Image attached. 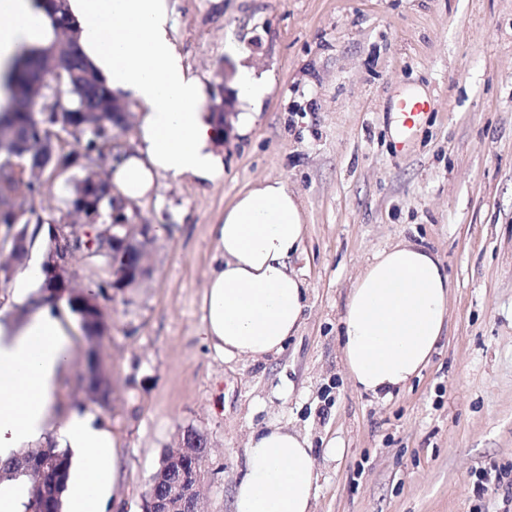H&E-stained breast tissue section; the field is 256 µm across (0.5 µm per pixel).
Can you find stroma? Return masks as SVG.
Masks as SVG:
<instances>
[{
    "instance_id": "35a3bbf8",
    "label": "stroma",
    "mask_w": 512,
    "mask_h": 512,
    "mask_svg": "<svg viewBox=\"0 0 512 512\" xmlns=\"http://www.w3.org/2000/svg\"><path fill=\"white\" fill-rule=\"evenodd\" d=\"M169 6L186 69L208 95H228L232 129L211 144L220 179L165 176L127 205L131 223L166 231L149 247V275L108 303L109 408L80 383L87 344L68 319L57 411H94L117 435L109 512H142L163 454L190 429L208 443L203 512H232L248 437L268 426L308 435L312 512H512V0ZM244 67L268 88L260 100L236 92ZM415 88L430 107L403 151L394 110ZM79 174L48 181L35 214H65ZM275 179L304 213L292 265L307 286L305 321L280 353L227 360L197 333L212 226L240 190ZM402 240L448 275V329L419 377L375 399L346 372L340 320L358 275Z\"/></svg>"
}]
</instances>
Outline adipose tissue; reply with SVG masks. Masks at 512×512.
Masks as SVG:
<instances>
[{
  "label": "adipose tissue",
  "mask_w": 512,
  "mask_h": 512,
  "mask_svg": "<svg viewBox=\"0 0 512 512\" xmlns=\"http://www.w3.org/2000/svg\"><path fill=\"white\" fill-rule=\"evenodd\" d=\"M80 47L112 91L146 112L138 148L110 168L109 181L135 201L162 176L212 181L224 171L210 148L214 124L205 93L170 37L166 0H68ZM52 30L33 0H0V66L22 44ZM304 217L281 180L240 192L213 227L216 265L205 283L199 332L227 359L282 350L299 330L306 287L289 261L302 251ZM452 284L430 250L401 242L377 253L355 280L343 316V354L357 391L390 398L429 363L448 315ZM71 338L59 312L31 307L17 327L0 328V458L57 431L72 449L64 512H106L117 483L118 440L93 414L57 419L54 394L70 363ZM315 459L307 436L281 426L251 435L233 512H310Z\"/></svg>",
  "instance_id": "ef3b65f1"
}]
</instances>
